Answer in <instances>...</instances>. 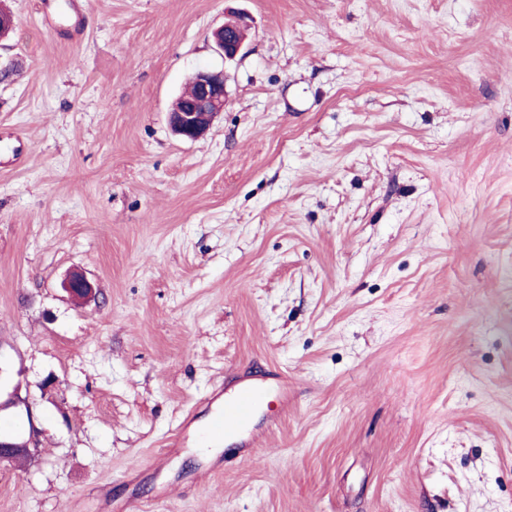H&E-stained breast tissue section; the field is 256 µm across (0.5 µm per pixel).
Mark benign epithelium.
<instances>
[{
	"label": "benign epithelium",
	"instance_id": "1",
	"mask_svg": "<svg viewBox=\"0 0 512 512\" xmlns=\"http://www.w3.org/2000/svg\"><path fill=\"white\" fill-rule=\"evenodd\" d=\"M248 23L239 19L236 28L227 30L220 26L213 32L216 48L229 59L235 58L242 50ZM195 97L188 106L174 105L169 113V122L173 132L185 140L201 137L210 127L214 118L224 110L226 96L224 73L203 69L194 76ZM63 288L74 298L84 299L92 294L91 283L82 275L74 274L64 283ZM37 431L30 426L26 439H16L0 433V452L15 462H26L33 456L37 447Z\"/></svg>",
	"mask_w": 512,
	"mask_h": 512
}]
</instances>
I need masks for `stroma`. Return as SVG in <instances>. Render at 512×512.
I'll return each mask as SVG.
<instances>
[{"label": "stroma", "mask_w": 512, "mask_h": 512, "mask_svg": "<svg viewBox=\"0 0 512 512\" xmlns=\"http://www.w3.org/2000/svg\"><path fill=\"white\" fill-rule=\"evenodd\" d=\"M0 2V512H512V0ZM261 366L260 447L166 452ZM235 25L236 28H233L232 31H228L223 24L213 32L217 50L222 56L229 59H234L240 53L249 29L244 18H239ZM195 97L189 106L176 101L169 113V122L173 132L185 140L201 137L210 127L214 118L224 110L226 96L223 72L203 69L194 76V83L182 93L178 101L188 100L194 92ZM191 87V88H190ZM36 428L29 429L27 439H16L12 435L0 433V451L15 462H26L33 456L34 448H37Z\"/></svg>", "instance_id": "35a3bbf8"}]
</instances>
